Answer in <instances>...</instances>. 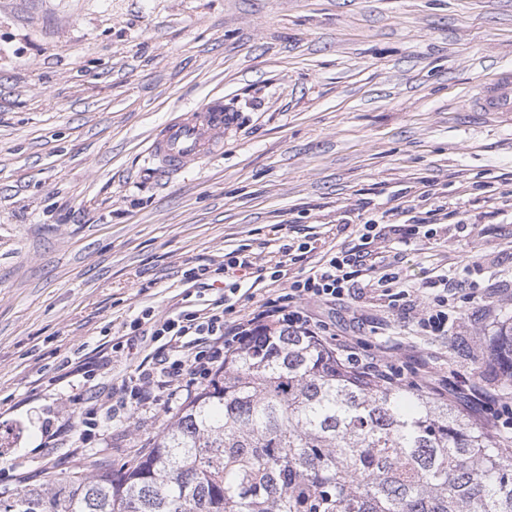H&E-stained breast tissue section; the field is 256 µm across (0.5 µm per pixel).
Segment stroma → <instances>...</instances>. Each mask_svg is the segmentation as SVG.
I'll return each mask as SVG.
<instances>
[{
  "mask_svg": "<svg viewBox=\"0 0 512 512\" xmlns=\"http://www.w3.org/2000/svg\"><path fill=\"white\" fill-rule=\"evenodd\" d=\"M505 64L512 0H0V496L121 464L174 422L162 403L44 446L154 350L127 334L144 308L218 298L238 247L258 272L293 236L315 260L371 219L436 229L371 243L406 288L446 272L476 297L449 298L444 336L366 289L310 314L424 363L475 420L512 402L486 356L512 319V117L467 109ZM215 94L237 116L223 149L156 175L155 128ZM201 265L205 288L185 280Z\"/></svg>",
  "mask_w": 512,
  "mask_h": 512,
  "instance_id": "stroma-1",
  "label": "stroma"
}]
</instances>
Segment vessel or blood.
Returning a JSON list of instances; mask_svg holds the SVG:
<instances>
[{
    "mask_svg": "<svg viewBox=\"0 0 512 512\" xmlns=\"http://www.w3.org/2000/svg\"><path fill=\"white\" fill-rule=\"evenodd\" d=\"M469 109L512 115V67H500L471 99ZM235 122L234 113L225 111L223 102L206 101L161 125L152 137L150 155L166 171H181L213 155L224 143L225 130Z\"/></svg>",
    "mask_w": 512,
    "mask_h": 512,
    "instance_id": "b4317fda",
    "label": "vessel or blood"
}]
</instances>
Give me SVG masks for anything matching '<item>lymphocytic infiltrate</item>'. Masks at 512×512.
I'll list each match as a JSON object with an SVG mask.
<instances>
[{
    "label": "lymphocytic infiltrate",
    "instance_id": "f902f5d3",
    "mask_svg": "<svg viewBox=\"0 0 512 512\" xmlns=\"http://www.w3.org/2000/svg\"><path fill=\"white\" fill-rule=\"evenodd\" d=\"M374 230L364 224L359 243L350 248L321 256L303 275L287 280L286 263L306 259V242L283 244V261L266 270L271 283H284L285 289L276 297L266 299L257 309L235 313V299L241 290L238 272L250 269L252 257L236 249L224 255V294L208 307L181 311L162 319H155L152 310H142L129 328L138 332L149 327L157 348L146 356L132 373L113 386L106 398L95 401L88 410L83 425L87 430H99L108 423L126 417L134 411L150 406L164 397L177 400L191 389L212 377L224 364L225 354L233 347L250 339L258 328L277 325L291 331H302L312 336H326L329 325L313 319L305 305L311 301L333 302L349 295L356 278H363L370 291L379 293L386 308L410 309L413 305L409 290L404 289L401 275L384 257L372 256L367 247ZM435 294L428 299L417 326L421 335L444 336L448 333L451 312L448 308L450 291L466 289V281L436 276L431 282ZM348 362H359L364 371L383 379L408 374L415 386L430 384L431 375L424 366H397L382 354L365 355L360 338L345 336L339 341Z\"/></svg>",
    "mask_w": 512,
    "mask_h": 512
}]
</instances>
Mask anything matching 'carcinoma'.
<instances>
[{
	"label": "carcinoma",
	"instance_id": "carcinoma-1",
	"mask_svg": "<svg viewBox=\"0 0 512 512\" xmlns=\"http://www.w3.org/2000/svg\"><path fill=\"white\" fill-rule=\"evenodd\" d=\"M489 354L512 382V322ZM0 512H512V449L442 397L263 328L149 451L26 484Z\"/></svg>",
	"mask_w": 512,
	"mask_h": 512
}]
</instances>
